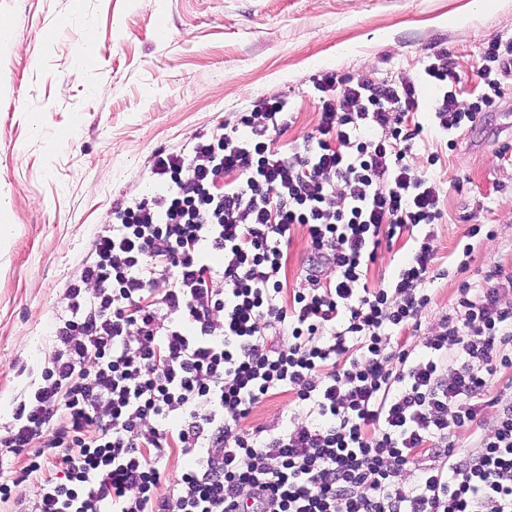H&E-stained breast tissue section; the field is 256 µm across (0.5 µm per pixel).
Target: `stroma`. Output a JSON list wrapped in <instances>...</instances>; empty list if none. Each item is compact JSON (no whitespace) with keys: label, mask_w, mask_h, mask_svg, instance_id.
Segmentation results:
<instances>
[{"label":"stroma","mask_w":512,"mask_h":512,"mask_svg":"<svg viewBox=\"0 0 512 512\" xmlns=\"http://www.w3.org/2000/svg\"><path fill=\"white\" fill-rule=\"evenodd\" d=\"M13 47L0 46V198L11 231L0 240V427L48 365L49 327L90 258L115 201L146 194L160 150L188 151L259 98L288 100L295 122L275 148L312 132L322 70L375 81L422 76L447 48L460 100L489 42L512 43V0H0ZM96 34L91 63L107 84L79 75V49ZM512 95L459 147L427 137L409 159L443 183L438 267L423 328L451 313L462 282L473 288L512 265ZM438 154L435 166L427 157ZM493 230L457 272L465 214Z\"/></svg>","instance_id":"35a3bbf8"}]
</instances>
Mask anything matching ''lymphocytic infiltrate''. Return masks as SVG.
<instances>
[{"mask_svg": "<svg viewBox=\"0 0 512 512\" xmlns=\"http://www.w3.org/2000/svg\"><path fill=\"white\" fill-rule=\"evenodd\" d=\"M424 79L324 74L320 119L288 151L280 98L157 154L149 197L115 202L50 326V364L0 431L33 454L0 501L15 512H512V266L441 278L440 181L406 160L425 128L475 127L505 96L512 44L483 48L468 102L439 50ZM427 107L429 124L415 121ZM306 231L302 287L282 274ZM415 245L370 284L378 251ZM418 342H400L402 333ZM295 408L244 427L258 403ZM469 433L458 452L457 435ZM186 460L162 485L166 449ZM36 480L34 497L16 494Z\"/></svg>", "mask_w": 512, "mask_h": 512, "instance_id": "f902f5d3", "label": "lymphocytic infiltrate"}]
</instances>
